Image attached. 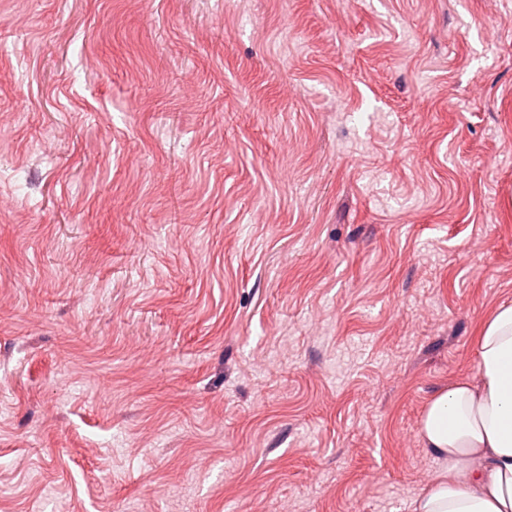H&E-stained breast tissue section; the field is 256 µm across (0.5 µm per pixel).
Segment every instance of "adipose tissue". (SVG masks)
I'll list each match as a JSON object with an SVG mask.
<instances>
[{"label": "adipose tissue", "mask_w": 512, "mask_h": 512, "mask_svg": "<svg viewBox=\"0 0 512 512\" xmlns=\"http://www.w3.org/2000/svg\"><path fill=\"white\" fill-rule=\"evenodd\" d=\"M477 368L433 396L420 424L436 458L412 512H512V305L475 338Z\"/></svg>", "instance_id": "adipose-tissue-1"}]
</instances>
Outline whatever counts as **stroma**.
Segmentation results:
<instances>
[{
    "label": "stroma",
    "instance_id": "obj_1",
    "mask_svg": "<svg viewBox=\"0 0 512 512\" xmlns=\"http://www.w3.org/2000/svg\"><path fill=\"white\" fill-rule=\"evenodd\" d=\"M512 305V0H0V512H410Z\"/></svg>",
    "mask_w": 512,
    "mask_h": 512
}]
</instances>
